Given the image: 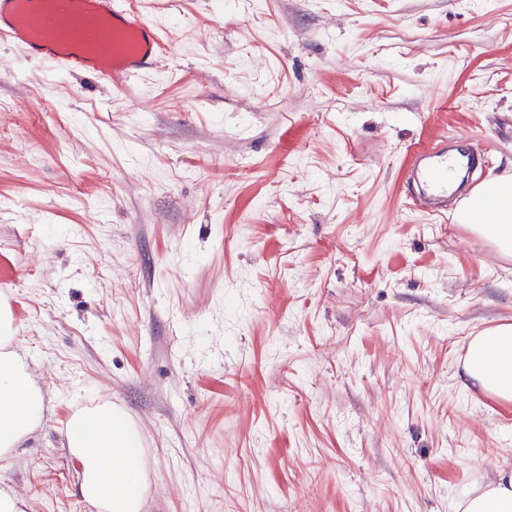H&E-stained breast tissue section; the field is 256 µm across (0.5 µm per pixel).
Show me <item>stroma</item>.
Returning a JSON list of instances; mask_svg holds the SVG:
<instances>
[{
  "mask_svg": "<svg viewBox=\"0 0 512 512\" xmlns=\"http://www.w3.org/2000/svg\"><path fill=\"white\" fill-rule=\"evenodd\" d=\"M163 48L119 90L0 43V280L43 421L26 512H96L65 432L109 401L142 512H450L512 467L463 383L512 254L406 195L475 140L512 171V0H128Z\"/></svg>",
  "mask_w": 512,
  "mask_h": 512,
  "instance_id": "1",
  "label": "stroma"
}]
</instances>
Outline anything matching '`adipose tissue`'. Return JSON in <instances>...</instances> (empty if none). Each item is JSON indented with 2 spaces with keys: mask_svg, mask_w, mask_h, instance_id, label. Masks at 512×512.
<instances>
[{
  "mask_svg": "<svg viewBox=\"0 0 512 512\" xmlns=\"http://www.w3.org/2000/svg\"><path fill=\"white\" fill-rule=\"evenodd\" d=\"M469 223L506 252L512 251V183L500 182L492 201L476 200ZM471 385L512 402V324L471 337L465 356ZM44 396L16 352H0V456L12 455L41 424ZM66 443L81 467L79 493L99 512H140L148 461L126 413L104 402L75 413ZM452 512H512V472L498 473L465 492Z\"/></svg>",
  "mask_w": 512,
  "mask_h": 512,
  "instance_id": "obj_1",
  "label": "adipose tissue"
}]
</instances>
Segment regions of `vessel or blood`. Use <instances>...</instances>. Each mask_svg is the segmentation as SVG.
<instances>
[{"mask_svg":"<svg viewBox=\"0 0 512 512\" xmlns=\"http://www.w3.org/2000/svg\"><path fill=\"white\" fill-rule=\"evenodd\" d=\"M0 39L56 69L83 72L113 87L153 70L161 44L158 30L125 0H0ZM480 161L463 137H445L418 152L409 179L421 188L423 212L456 219L457 203L477 193L479 182L467 173Z\"/></svg>","mask_w":512,"mask_h":512,"instance_id":"b4317fda","label":"vessel or blood"}]
</instances>
